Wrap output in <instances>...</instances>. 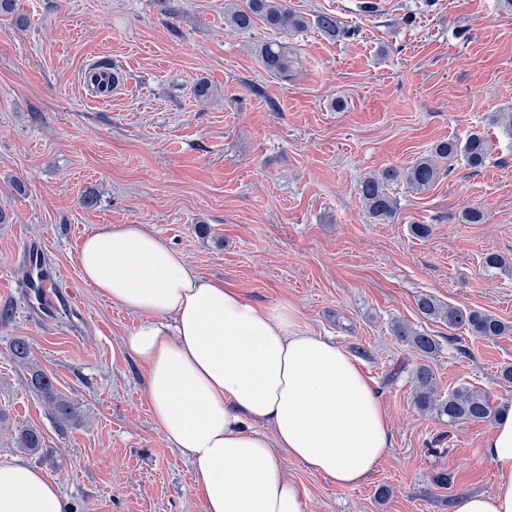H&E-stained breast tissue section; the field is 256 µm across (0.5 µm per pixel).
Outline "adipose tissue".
<instances>
[{
	"mask_svg": "<svg viewBox=\"0 0 512 512\" xmlns=\"http://www.w3.org/2000/svg\"><path fill=\"white\" fill-rule=\"evenodd\" d=\"M83 280L140 315L125 354L143 366L153 419L191 465L204 512H304L278 451L345 489L365 482L391 445L370 379L336 342L299 327L289 308L263 311L223 283L192 275L141 225L102 227L83 241ZM486 454L490 494L456 512H512V412ZM0 512H63L38 468L0 460Z\"/></svg>",
	"mask_w": 512,
	"mask_h": 512,
	"instance_id": "1",
	"label": "adipose tissue"
}]
</instances>
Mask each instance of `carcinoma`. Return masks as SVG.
I'll return each mask as SVG.
<instances>
[{
  "mask_svg": "<svg viewBox=\"0 0 512 512\" xmlns=\"http://www.w3.org/2000/svg\"><path fill=\"white\" fill-rule=\"evenodd\" d=\"M258 18L273 31H298L312 24L332 40H350L356 35V30L341 24L335 16L328 13L317 14L314 21H309L288 8L287 0H248L244 7L233 3L225 4V22L241 32L252 31ZM256 52L263 68L274 76L285 75L293 69L288 46L281 41L262 42L257 45ZM488 153L489 140L483 133L473 132L463 142L455 139L441 141L435 145L430 157L421 159L405 170L389 167L364 177L360 182V200L370 218L375 221L389 220L397 210V199L388 191L390 184L404 181L416 191H425L433 187L440 176L449 175V172L438 168L437 160L450 159L461 154L471 168L480 169L485 166ZM416 305L423 317L440 320L453 330L464 328L472 335L486 340L504 336L512 329L496 316L481 309L444 305L429 294L420 295ZM392 333L423 355H431L437 350L436 340L425 332H417L397 323L393 325ZM413 379L414 402L418 408L431 410L440 417L445 416L450 424L491 422L509 408L507 404H494L484 392L468 387L456 388L442 400L435 399L433 371L426 364L416 367ZM30 383L36 393L52 404L59 420L67 422L72 419L75 414L74 405L55 389L51 378L45 372L34 368ZM18 445L27 452H39L42 449L41 435L34 429H26L19 434Z\"/></svg>",
  "mask_w": 512,
  "mask_h": 512,
  "instance_id": "cac0c4a2",
  "label": "carcinoma"
}]
</instances>
